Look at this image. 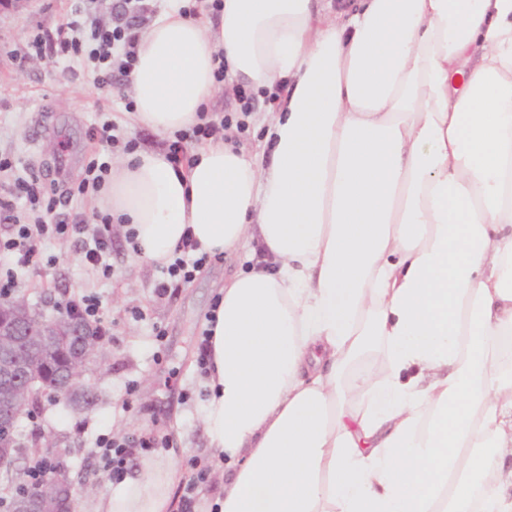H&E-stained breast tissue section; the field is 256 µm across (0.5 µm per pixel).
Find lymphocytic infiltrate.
<instances>
[{
    "label": "lymphocytic infiltrate",
    "mask_w": 512,
    "mask_h": 512,
    "mask_svg": "<svg viewBox=\"0 0 512 512\" xmlns=\"http://www.w3.org/2000/svg\"><path fill=\"white\" fill-rule=\"evenodd\" d=\"M85 0H74L69 13L55 30L36 34L27 46L26 58L53 59L80 52L82 43L73 39L76 31H84L87 39L94 42L92 58L106 63L116 45L127 48V61L122 71H129V62L136 51V31L142 25L149 10L146 0H113L111 18L100 22L92 19L83 7ZM44 205L51 221L36 220L32 224L21 223L18 208L22 205ZM48 239L72 241L82 263L102 277H110L108 258L112 253V220L102 216L100 223L89 224L83 218L71 215L63 201L56 198L42 199L37 176L0 182V256L7 260L0 266V298L12 295L19 285L18 272L29 267L35 258L41 257L40 246ZM210 260L208 254L199 252L197 241L183 237L172 258L164 269L165 280L156 286L158 296H165L181 282L191 280ZM155 436L146 435L137 444L102 436L94 450L107 477L118 480L124 477L128 463L135 451H151L162 447Z\"/></svg>",
    "instance_id": "lymphocytic-infiltrate-1"
}]
</instances>
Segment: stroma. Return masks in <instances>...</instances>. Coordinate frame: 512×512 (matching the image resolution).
Returning <instances> with one entry per match:
<instances>
[{
    "instance_id": "1",
    "label": "stroma",
    "mask_w": 512,
    "mask_h": 512,
    "mask_svg": "<svg viewBox=\"0 0 512 512\" xmlns=\"http://www.w3.org/2000/svg\"><path fill=\"white\" fill-rule=\"evenodd\" d=\"M70 6L71 0H31L22 10L0 12V156L15 162L6 179L34 168L45 196L67 197L70 209L92 222L98 197L78 190L89 163H111L128 143L164 151L170 140L133 123L126 83L100 84L87 55L19 62L37 30L55 29ZM238 90V83H226L207 112L213 121L225 122V143L250 154L262 152L272 99L254 92L245 102ZM105 124L117 138L109 150L91 138L92 130ZM126 230L123 224L112 227L110 278L85 267L72 243L62 240L43 248L44 255L57 257L55 266L38 263L19 274L18 295L49 317L56 315L55 303L64 296L76 300L94 294L102 301L106 332L80 378L94 393V403L68 406L46 391L16 427L23 446H38L40 454L54 455L67 469L77 488L75 512H95L108 483L91 455L103 434L134 442L152 432L166 439V447L137 454L128 477L151 459L171 464L185 483L191 476L187 462L196 459L210 465L212 482H219L224 465L205 434L209 388L197 362V342L225 281L263 261L257 252L224 255L161 298L155 292L163 278L161 267L137 260L126 245ZM130 385L135 388L131 395L126 392Z\"/></svg>"
}]
</instances>
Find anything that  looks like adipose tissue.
<instances>
[{"mask_svg":"<svg viewBox=\"0 0 512 512\" xmlns=\"http://www.w3.org/2000/svg\"><path fill=\"white\" fill-rule=\"evenodd\" d=\"M170 2L136 123L199 124L219 52L282 90L269 155H120L99 199L140 261L187 232L271 258L207 322L219 512H512V0H223L215 29ZM176 482L145 461L97 512H172Z\"/></svg>","mask_w":512,"mask_h":512,"instance_id":"obj_1","label":"adipose tissue"}]
</instances>
